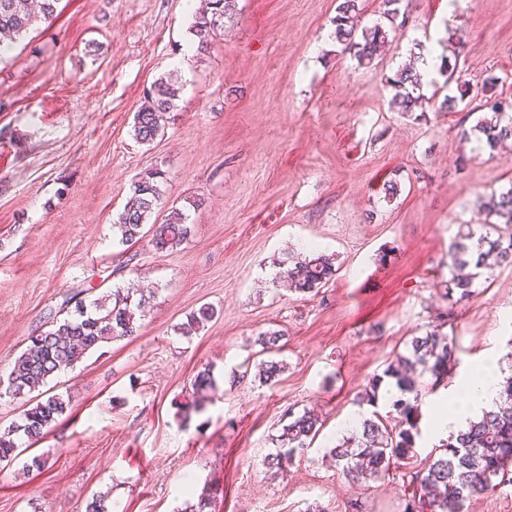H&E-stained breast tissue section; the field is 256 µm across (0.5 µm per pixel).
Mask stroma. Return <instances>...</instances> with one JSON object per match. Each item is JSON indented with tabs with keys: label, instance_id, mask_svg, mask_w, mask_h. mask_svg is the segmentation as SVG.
Instances as JSON below:
<instances>
[{
	"label": "stroma",
	"instance_id": "stroma-1",
	"mask_svg": "<svg viewBox=\"0 0 512 512\" xmlns=\"http://www.w3.org/2000/svg\"><path fill=\"white\" fill-rule=\"evenodd\" d=\"M341 0H237L208 50L188 54L183 0H61L0 61V433L23 399L6 381L30 336L88 289L152 288L136 336L105 344L51 378L70 399L36 444L0 461V512H401L402 480L354 484L331 464L354 399L412 336L442 326L458 363L425 387L414 462L439 443L433 417L461 374L497 358L512 375V266L494 268L457 306L444 296L448 246L484 228L479 199L512 183V144L463 139L466 110L426 101L393 111L388 80L462 45L466 79L512 95V0H404L405 19L372 65L332 37ZM174 73L183 92L154 143L131 136L144 91ZM167 174L164 207L191 235L176 248L125 245L113 222L132 182ZM400 192L385 200L388 182ZM316 249L336 258L318 294L273 282L274 260ZM198 333L179 328L200 307ZM285 335L284 369L261 381L256 339ZM210 367L211 402L177 404ZM323 427L287 474L262 461L289 411ZM46 468L32 466L35 457Z\"/></svg>",
	"mask_w": 512,
	"mask_h": 512
}]
</instances>
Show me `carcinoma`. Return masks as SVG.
<instances>
[{"label": "carcinoma", "mask_w": 512, "mask_h": 512, "mask_svg": "<svg viewBox=\"0 0 512 512\" xmlns=\"http://www.w3.org/2000/svg\"><path fill=\"white\" fill-rule=\"evenodd\" d=\"M59 0H0V54L39 22L51 23ZM210 10L194 18L190 30L197 51L207 49L216 31L224 28V17L234 11L236 0H209ZM355 0H343L333 19L334 37L343 51H355L361 61H372L388 43L390 30L376 23L361 31L356 41L353 14ZM445 78L444 87L456 86L458 94L445 95L439 109L452 111L459 104L474 101L486 89L495 86L498 78L487 77L482 86L461 79L457 65L441 57L437 66ZM395 89L392 104L403 112H412L421 104L422 82L413 67L405 66L388 80ZM183 84L170 74L156 79L146 90L143 102L134 114L132 137L139 144L153 142L164 131L165 115L178 110ZM474 130L486 145L494 149L512 139V101L497 100L491 104V115L479 119ZM165 172L152 168L140 174L132 184L123 209L113 222L121 234V242H136L149 237L157 250L172 249L191 233L187 216L172 208L161 222H150L161 205L160 186ZM488 216H496L512 224V186L492 194L485 204ZM276 286L296 293H317L336 274L335 258L326 253L299 252L276 261ZM512 266V234L492 238L479 234L472 227L459 231L448 246V284L444 296L451 306L467 300L476 281L492 266ZM153 295L140 294L132 288H115L90 303L78 299L64 318H55L49 329L30 337L29 346L14 360L8 377L9 391L21 397L39 390L58 372L73 367L84 355L104 343L134 335L146 304ZM214 316V310L203 306L181 325V333L190 336ZM283 334L268 330L261 334L260 353L274 354L280 350ZM457 364L453 340L434 329L414 336L405 351L398 352L381 375H374L357 394L358 405L375 406L384 379L394 381L398 394L392 408L401 421L391 426L377 412L363 418L360 427L343 435L329 454L342 475L353 482L380 479L389 474L391 466L404 469L406 486L413 487L403 499L402 512H464L465 503L474 497L495 492L512 485V375L502 383L506 403L498 404L468 422L465 429L449 437L434 453L425 458L417 470L410 468L415 436L423 401L419 379L428 373L436 387ZM216 389L210 370L196 374L192 392L184 407L199 412L209 401L207 393ZM59 394L49 395L23 410L21 423L0 434V460L11 457L17 444L11 435L23 433L30 441L43 438L45 430L63 415L69 405ZM319 417L304 411L289 414V422L275 442L277 448L265 458L268 469L287 472L296 454L309 447L319 431Z\"/></svg>", "instance_id": "cac0c4a2"}]
</instances>
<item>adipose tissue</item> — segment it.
Wrapping results in <instances>:
<instances>
[{
	"instance_id": "adipose-tissue-1",
	"label": "adipose tissue",
	"mask_w": 512,
	"mask_h": 512,
	"mask_svg": "<svg viewBox=\"0 0 512 512\" xmlns=\"http://www.w3.org/2000/svg\"><path fill=\"white\" fill-rule=\"evenodd\" d=\"M499 392L498 366L487 360L479 373H468L459 385L460 405L450 414L440 415L435 432L446 437L464 429L469 418L493 406Z\"/></svg>"
}]
</instances>
